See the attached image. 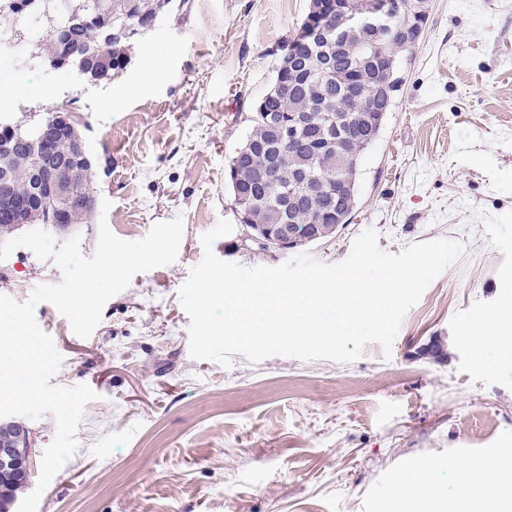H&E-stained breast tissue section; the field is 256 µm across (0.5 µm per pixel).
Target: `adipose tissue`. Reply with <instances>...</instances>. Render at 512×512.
Here are the masks:
<instances>
[{
  "label": "adipose tissue",
  "mask_w": 512,
  "mask_h": 512,
  "mask_svg": "<svg viewBox=\"0 0 512 512\" xmlns=\"http://www.w3.org/2000/svg\"><path fill=\"white\" fill-rule=\"evenodd\" d=\"M460 494L454 512H507L512 507V466L491 461L476 469L458 467Z\"/></svg>",
  "instance_id": "1"
}]
</instances>
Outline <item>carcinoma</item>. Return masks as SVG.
I'll return each instance as SVG.
<instances>
[{"label":"carcinoma","instance_id":"carcinoma-1","mask_svg":"<svg viewBox=\"0 0 512 512\" xmlns=\"http://www.w3.org/2000/svg\"><path fill=\"white\" fill-rule=\"evenodd\" d=\"M86 0H0V16L15 15L29 8L40 10L43 20L41 38L37 41L35 58H44L55 70L59 69L61 49L58 29L66 24L69 6H82V12L93 18ZM112 12L121 14L132 9L128 21L137 25L169 12L176 0H107ZM404 20L398 12L380 33L358 32L345 47L336 50L334 43H308L294 47L296 68L279 67L269 96L257 101L252 109L250 129L244 145L229 161V169L240 177L243 195L235 200L239 208L250 212L258 224H319L329 234L344 226L342 213L357 206L358 177L364 154L377 137L365 139L356 122H343L333 132L334 141L319 161L308 163L300 159L301 142L278 141L276 129L270 125V115L278 112H345L349 106L346 88L336 80V74L347 73L350 62L359 59L362 70L354 74L361 83L383 84L396 91L403 82L397 71L399 58L412 49L394 41L387 43ZM95 44L90 31L76 30L69 44V63L82 68L98 80L126 68L139 43L124 39L112 40L103 47L105 60L91 54ZM53 110L25 111L18 115H0V131L7 124H21L33 135L52 117ZM74 137L57 139L52 159L71 169L75 157ZM9 172V183L15 197L26 198L32 187L33 160L29 146L18 145L10 157L1 160L0 167ZM299 180L319 190L314 197L298 204H289V189ZM76 188L63 202L47 201L42 210L26 214V224L45 226L59 210L68 211L75 224L87 221L93 207L91 167L82 163L76 168Z\"/></svg>","mask_w":512,"mask_h":512}]
</instances>
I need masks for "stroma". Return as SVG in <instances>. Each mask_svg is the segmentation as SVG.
Masks as SVG:
<instances>
[{
  "instance_id": "35a3bbf8",
  "label": "stroma",
  "mask_w": 512,
  "mask_h": 512,
  "mask_svg": "<svg viewBox=\"0 0 512 512\" xmlns=\"http://www.w3.org/2000/svg\"><path fill=\"white\" fill-rule=\"evenodd\" d=\"M309 3L187 0L143 35L124 70L95 83L0 59L7 110L66 102L79 116L116 236L184 223L177 260L136 275L89 338L37 305L64 358L53 384L97 394L38 512H399L398 486L427 470L455 500L445 460L512 458V351L478 359L471 334L488 311L512 310V0H430L419 44L400 61L405 82L361 162L352 219L306 249L335 264L370 228L394 254L427 240L464 245L391 349L368 344L349 364L254 365L237 354L225 368L190 356L178 290L203 257L201 235L235 218L229 161ZM213 250L246 267L290 258L236 231ZM61 278L25 247L0 261V295L20 302Z\"/></svg>"
}]
</instances>
